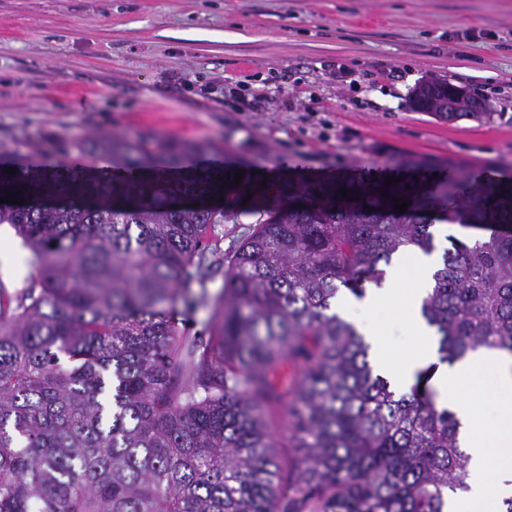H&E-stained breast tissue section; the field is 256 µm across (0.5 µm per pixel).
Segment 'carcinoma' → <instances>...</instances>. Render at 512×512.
<instances>
[{
	"instance_id": "cac0c4a2",
	"label": "carcinoma",
	"mask_w": 512,
	"mask_h": 512,
	"mask_svg": "<svg viewBox=\"0 0 512 512\" xmlns=\"http://www.w3.org/2000/svg\"><path fill=\"white\" fill-rule=\"evenodd\" d=\"M463 89L436 80L415 109L454 122ZM110 161L0 166V207L37 272L16 306L0 301V512H443L468 488L460 423L426 390L392 388L339 287L364 296L394 255L434 249V221L512 226V181L448 163L429 184L361 174L256 187L191 164L192 147L104 135L79 141ZM367 208L341 207L340 188ZM388 196H383V193ZM218 197L227 210L177 208ZM266 218L210 293L213 224ZM409 203L395 211L394 199ZM421 315L450 364L486 344L512 356V233L445 251ZM208 311L209 344L180 326ZM291 417L294 477L272 425Z\"/></svg>"
}]
</instances>
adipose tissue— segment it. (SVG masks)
<instances>
[{"label": "adipose tissue", "mask_w": 512, "mask_h": 512, "mask_svg": "<svg viewBox=\"0 0 512 512\" xmlns=\"http://www.w3.org/2000/svg\"><path fill=\"white\" fill-rule=\"evenodd\" d=\"M434 266V256L416 248L406 250L395 257L385 290L371 289L359 300L342 297L337 309L382 350L385 338L375 331L372 315L385 294H404L402 325L410 345L398 358L380 357L379 366L402 383L419 365H435L437 402L461 422L469 456V490L449 500V512H504V499L512 497V357L486 346L451 365L440 361L434 330L420 312ZM481 378L492 384L496 399L490 421L480 430L463 389Z\"/></svg>", "instance_id": "adipose-tissue-1"}]
</instances>
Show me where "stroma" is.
Instances as JSON below:
<instances>
[{"mask_svg":"<svg viewBox=\"0 0 512 512\" xmlns=\"http://www.w3.org/2000/svg\"><path fill=\"white\" fill-rule=\"evenodd\" d=\"M444 79L491 114L410 102ZM104 133L197 143L191 162L292 175L389 170L408 155L512 171V0H0V160H74ZM258 215L212 225L232 256ZM0 224V283L34 272Z\"/></svg>","mask_w":512,"mask_h":512,"instance_id":"obj_1","label":"stroma"}]
</instances>
